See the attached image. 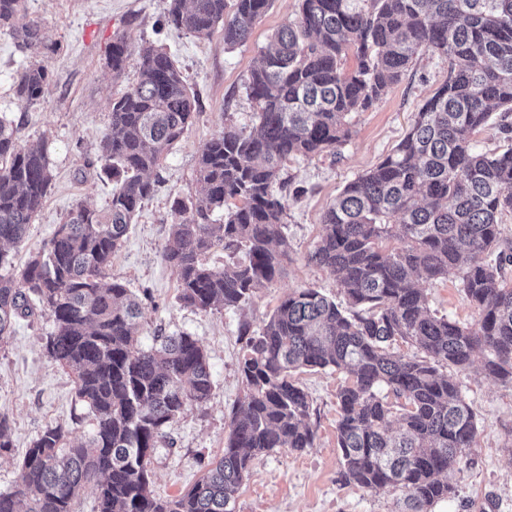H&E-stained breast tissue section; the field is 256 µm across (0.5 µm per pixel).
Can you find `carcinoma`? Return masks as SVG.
Instances as JSON below:
<instances>
[{
  "label": "carcinoma",
  "mask_w": 512,
  "mask_h": 512,
  "mask_svg": "<svg viewBox=\"0 0 512 512\" xmlns=\"http://www.w3.org/2000/svg\"><path fill=\"white\" fill-rule=\"evenodd\" d=\"M24 0H0V27L12 28ZM271 0H170L167 20L200 37L224 26V45L250 37ZM20 47L53 52L31 20ZM448 61V77L420 106L410 129L372 168L349 181L321 216L307 260L336 274L344 303L299 288L245 340L239 370L246 393L232 410L224 455L188 490L154 494L151 462L165 428L213 387L208 355L188 333L140 347L143 308L125 284L104 282L144 201L150 174L200 108L199 93L162 48L112 42L108 66L121 75L138 56L139 80L112 100L100 140L102 171L115 187L102 211L77 204L20 277L0 274V341L30 317L29 295L53 318L46 351L73 377L91 416L87 440L46 428L0 492V512H74L91 492L97 512H235L252 460L277 448L314 446L302 369L347 376L337 393L339 481L369 491L405 492L402 512H431L454 493L456 474L478 433L460 384L439 372L475 360L512 387V139L492 154L472 146L496 111L512 112V0H299L294 22L272 36L247 81L256 105L251 129L224 127L200 150L198 198L176 200L162 257L178 274L179 300L196 310L238 308L281 275L291 247L288 198L276 191L292 156L336 155L352 136L351 114L378 104L401 82L416 50ZM354 68H345L348 56ZM43 61L17 74L18 100L31 104L48 80ZM53 175L44 145L18 141L0 118V268L5 246L25 238ZM224 210V223L211 215ZM192 212L191 217L182 215ZM224 249V266L207 255ZM458 271L477 309L473 327L430 312L426 286ZM404 341L421 355L392 351Z\"/></svg>",
  "instance_id": "obj_1"
}]
</instances>
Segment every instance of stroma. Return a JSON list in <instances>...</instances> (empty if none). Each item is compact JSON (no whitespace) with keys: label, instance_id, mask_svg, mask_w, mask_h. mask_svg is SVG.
Returning a JSON list of instances; mask_svg holds the SVG:
<instances>
[{"label":"stroma","instance_id":"35a3bbf8","mask_svg":"<svg viewBox=\"0 0 512 512\" xmlns=\"http://www.w3.org/2000/svg\"><path fill=\"white\" fill-rule=\"evenodd\" d=\"M168 8L169 0H26L17 24L37 20L58 44L46 60L44 93L30 105L16 98L14 79L31 55L12 33L0 30V116L14 122L22 144L45 142L53 173L42 209L24 242L10 252L13 275L77 204L101 210L111 200L113 184L102 172L100 140L113 99L138 80L137 59H130L118 77L108 66L116 37L164 48L200 95L199 112L164 155L155 192L142 204L106 271L107 279L125 284L144 307L142 347H150L157 332H185L209 356V400L188 404L168 425L169 444L152 461L153 490L161 497L190 488L224 452L231 410L244 395L238 370L241 328L259 331L281 299L298 288L313 287L341 299L335 275L307 260L318 240L321 216L346 182L395 148L448 70L440 57L417 53L411 70L377 105L353 113L352 137L338 157L290 158L283 174L306 193L289 202L284 218L291 244L284 273L243 307L201 312L179 301L178 275L162 258L174 219L171 207L175 199L194 197L198 153L211 137L230 124L252 127L255 115L245 83L271 35L295 19L297 0H273L247 42L233 49L225 48L222 29L199 38L168 26ZM428 296L439 314L476 323L478 314L464 297L456 273L430 285ZM52 330L49 313L39 310L18 319L11 335L0 341V414L10 422L13 444L0 457V492L15 486L20 460L46 427L62 426L74 442L85 440L91 431L88 410L77 401L70 375L46 352ZM295 378L309 394L314 446L301 454L280 448L255 457L239 490L236 512H398L402 489L371 492L338 481L336 394L345 375L306 369ZM456 379L477 415L478 434L469 461L456 476L454 494L437 502L432 512H512V388L486 375L477 363Z\"/></svg>","mask_w":512,"mask_h":512}]
</instances>
